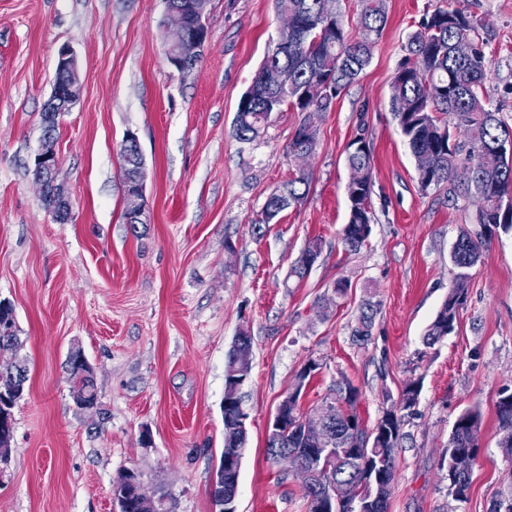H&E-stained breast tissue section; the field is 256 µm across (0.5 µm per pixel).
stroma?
<instances>
[{"label":"stroma","instance_id":"35a3bbf8","mask_svg":"<svg viewBox=\"0 0 512 512\" xmlns=\"http://www.w3.org/2000/svg\"><path fill=\"white\" fill-rule=\"evenodd\" d=\"M444 5L479 22L491 65L484 94L512 125V0H385L369 66L329 111L312 113L320 144L302 159L289 151L302 118L292 109L272 113L253 141L235 135L239 101L282 28L274 0H210L209 41L184 72L168 60L165 0H0V299L14 307L27 367L0 512H113L112 479L125 469L162 487L174 512H215L225 357L244 328L253 368L241 390L250 417L236 512H306L300 477L267 457L266 428L311 357L322 368L300 400L308 413L344 377L371 425L386 398L420 383L388 512H491L512 477L496 420L498 393L512 386V234L491 240L469 271L454 331L425 348L456 274L452 248L474 227L476 206L449 201L445 184L421 189L390 102L408 34ZM64 44L82 94L57 130L70 202L60 222L30 169ZM130 130L145 160L141 224L122 218ZM361 132L374 156L375 220L352 252L341 230L347 156ZM302 174L304 203L261 224L270 194ZM314 240L315 263L291 276ZM340 280L351 286L343 297ZM368 297L380 312L363 347L352 330ZM74 350L92 369L96 408L73 400ZM472 407L482 415L479 451L458 503L442 458L454 421Z\"/></svg>","mask_w":512,"mask_h":512}]
</instances>
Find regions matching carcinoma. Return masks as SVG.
I'll return each mask as SVG.
<instances>
[{
  "label": "carcinoma",
  "mask_w": 512,
  "mask_h": 512,
  "mask_svg": "<svg viewBox=\"0 0 512 512\" xmlns=\"http://www.w3.org/2000/svg\"><path fill=\"white\" fill-rule=\"evenodd\" d=\"M278 14L283 19L279 42L265 58L258 75L249 88V99L238 106L236 135L251 140L266 127L274 112L283 107L305 112L313 107L320 112L331 109L342 92L369 65L373 38L381 35L387 24L384 0H362L357 28L353 38L340 13L321 15L322 0H276ZM479 23L463 9L438 7L425 13L408 35L407 55L400 62L391 82V112L415 158H429V167L417 170L422 189L451 185L456 198L478 204V229L465 231L454 244L451 260L457 269L448 297L428 326L423 345L435 346L455 329V323L467 298V270L483 257L487 243L500 234L512 232V157L495 149L497 142L509 131L500 118L499 109L480 95L487 79L489 60L482 46L475 45L472 56L455 55L454 43L463 37H473ZM319 130L310 118H303L295 128L289 149L307 155L316 152ZM348 155L351 175L361 185L359 206L349 211L342 230V242L350 251L359 250L371 233L373 212L371 195L375 184L373 154L364 133L353 142ZM144 178L142 152L131 147L123 159V184ZM308 177L291 179L272 193L262 211V222L270 223L280 212L302 203L307 195ZM42 200L58 218L66 220L69 204L53 189L42 190ZM321 245L314 242L304 250L291 270L302 278L308 272V261L316 260ZM380 305L370 299L358 306L357 325L352 340L367 345ZM19 339L14 308L0 317V358L9 363L0 366V379L9 384L14 397L3 403L4 410L13 413L25 390L27 374L12 377V370L23 367L17 359ZM83 354L70 353L72 387L82 393L80 406H97L94 382L84 376L78 364ZM238 369L239 377L249 378L252 357L237 360L235 349H229L225 370ZM420 383L409 382L399 398L383 410L381 418L369 427L357 412L359 390L349 380L341 378L333 384L325 398L331 404L335 420L334 451L329 456L306 455L308 465L317 472L314 481L303 487L308 512H315V502L326 494L331 480L350 479L364 483L363 504L344 503L336 512H388L391 485L395 475V458L404 447L409 434L404 431L409 419L416 414ZM303 391L288 393V435L281 441L266 442L268 458L272 448L304 451L311 447L310 434L296 421L301 412ZM496 414L502 437L499 448L512 459V388L499 392ZM480 411L471 408L455 420L448 439L447 453L455 450L479 449ZM247 436L234 420L224 419V447L240 448ZM472 475L462 476L448 470V496L456 502L468 498Z\"/></svg>",
  "instance_id": "1"
}]
</instances>
